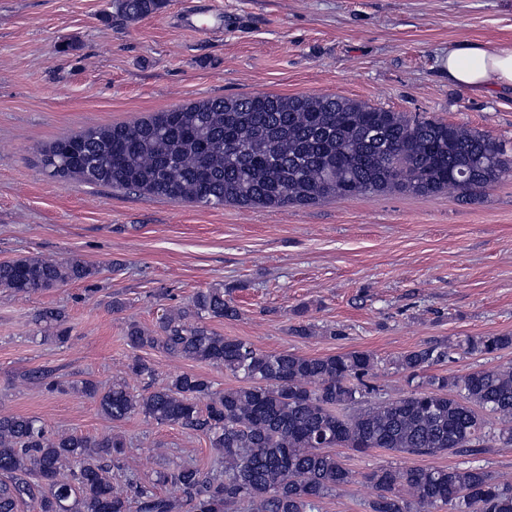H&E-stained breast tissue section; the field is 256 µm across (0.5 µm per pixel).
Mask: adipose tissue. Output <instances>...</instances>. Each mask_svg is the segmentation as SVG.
Wrapping results in <instances>:
<instances>
[{
	"instance_id": "adipose-tissue-1",
	"label": "adipose tissue",
	"mask_w": 512,
	"mask_h": 512,
	"mask_svg": "<svg viewBox=\"0 0 512 512\" xmlns=\"http://www.w3.org/2000/svg\"><path fill=\"white\" fill-rule=\"evenodd\" d=\"M448 80L464 89H512V46L496 50L464 40L449 49Z\"/></svg>"
}]
</instances>
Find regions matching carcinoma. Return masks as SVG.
<instances>
[{
    "label": "carcinoma",
    "mask_w": 512,
    "mask_h": 512,
    "mask_svg": "<svg viewBox=\"0 0 512 512\" xmlns=\"http://www.w3.org/2000/svg\"><path fill=\"white\" fill-rule=\"evenodd\" d=\"M165 4L112 0V16L135 21ZM109 155L112 163L97 164ZM41 163L53 175L61 169L89 184L210 208L278 209L391 191L470 198L458 170L478 192L512 173L502 145L464 125L412 121L335 95L266 93L200 100L134 125L90 129L54 142ZM95 273L78 261L19 258L0 262V288L29 297ZM237 315L224 289L208 288L189 307L164 314L157 329L132 322L126 330L131 348L220 366L245 381L237 388L216 390L188 372L157 385L155 368L140 358L128 370L146 381L143 393L124 382L105 390L91 379L45 383L50 393L73 389L99 400L116 422L142 414L205 432L218 453L211 471L176 464L155 483L133 476L116 489L105 466L124 453L120 437L52 436L37 419L0 415V512H18L26 501L32 512H317L320 499L353 481L336 447L473 456L487 438L512 442V367L423 379L449 357L447 347L428 345L397 361L414 384L409 394L378 400L369 354L260 352L206 325ZM36 322L67 340L63 310L44 308ZM464 344L491 355L512 346V336H469ZM485 412L508 426L485 431ZM367 480L376 491L370 512H512V486L477 461L446 469L382 465ZM158 483L176 494L157 493Z\"/></svg>",
    "instance_id": "carcinoma-1"
}]
</instances>
